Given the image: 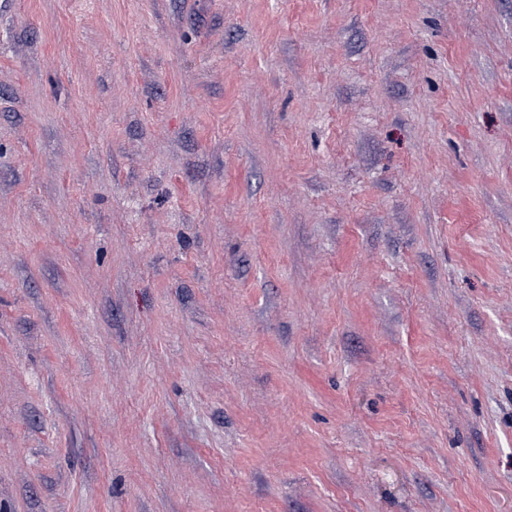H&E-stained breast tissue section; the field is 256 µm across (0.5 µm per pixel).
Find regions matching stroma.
I'll use <instances>...</instances> for the list:
<instances>
[{
  "label": "stroma",
  "mask_w": 512,
  "mask_h": 512,
  "mask_svg": "<svg viewBox=\"0 0 512 512\" xmlns=\"http://www.w3.org/2000/svg\"><path fill=\"white\" fill-rule=\"evenodd\" d=\"M0 512H512V0H0Z\"/></svg>",
  "instance_id": "35a3bbf8"
}]
</instances>
